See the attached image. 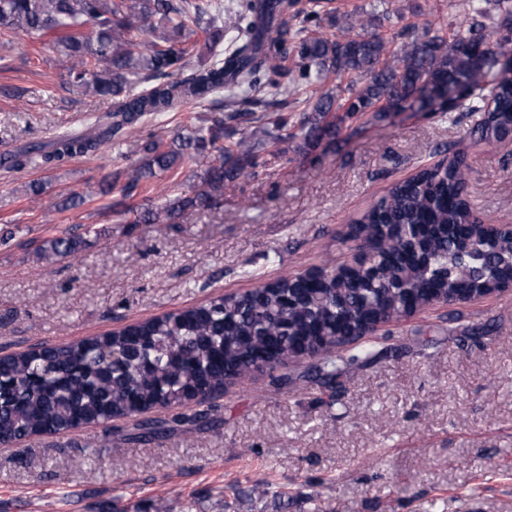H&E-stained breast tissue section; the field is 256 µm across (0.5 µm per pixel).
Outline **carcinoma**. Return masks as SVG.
I'll return each instance as SVG.
<instances>
[{
  "label": "carcinoma",
  "mask_w": 512,
  "mask_h": 512,
  "mask_svg": "<svg viewBox=\"0 0 512 512\" xmlns=\"http://www.w3.org/2000/svg\"><path fill=\"white\" fill-rule=\"evenodd\" d=\"M308 11L299 27L288 22V0H237L232 49L208 64L193 63L201 32L216 44L224 13L219 0H0V39L25 34L49 37L67 63V87L112 103L94 135L60 134L0 156V167L20 172L96 153L124 131L166 112L217 103L224 89L246 86V96L223 101L215 117L193 134L165 147L146 142L141 157L124 168L121 196L112 213L128 224H174L190 207H211L240 179L255 175L258 150L283 140L308 149L336 140L345 123L364 114L417 109L448 114L458 123L484 113L468 135L486 143L512 139V76L496 72V58L512 47V0H472L471 21L452 35L438 29L414 35L392 52L375 33L373 19L357 18L336 32L311 34L319 12ZM92 26L91 33L84 27ZM296 61L300 79L351 80L337 96L313 102L310 114L291 122L280 115L288 100L262 96L261 78L288 94ZM459 93L456 107L443 98ZM275 112V131L260 127L250 136L237 125L250 110ZM191 162L202 170L191 196L142 208L128 203L142 182L175 173ZM464 154L453 148L438 163L394 184L354 221L353 238L368 251L366 266L309 279L285 274L254 293L217 295L190 308L148 318L126 330L27 351L0 360V439L15 440L69 432L142 407L197 405L224 390L227 378L243 379L260 359L276 361L290 351H332V337L354 330L368 335L379 321H397L409 300L424 305L443 296L485 294L512 275V238L482 226L467 192ZM80 235L44 242V259L71 256L84 245ZM372 358L360 344L348 358L327 359L318 373L327 387L343 368ZM162 417L138 423L139 437L167 429Z\"/></svg>",
  "instance_id": "cac0c4a2"
}]
</instances>
